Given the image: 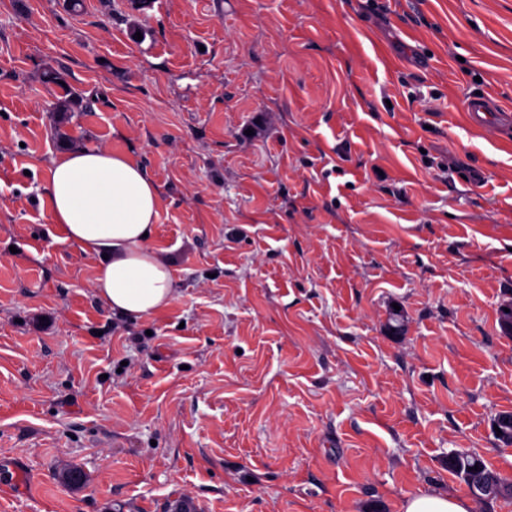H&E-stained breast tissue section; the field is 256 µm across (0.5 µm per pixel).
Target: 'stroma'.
<instances>
[{
  "label": "stroma",
  "instance_id": "obj_1",
  "mask_svg": "<svg viewBox=\"0 0 512 512\" xmlns=\"http://www.w3.org/2000/svg\"><path fill=\"white\" fill-rule=\"evenodd\" d=\"M68 148L158 188L147 318L54 237ZM508 306L512 0H0V512H512L447 468L512 480ZM474 466H478L477 471H469V468ZM448 471L456 474L465 483L471 494L480 500L512 499V481L508 482L496 472L487 469L477 457L450 452L448 454ZM403 512H468L463 499L448 498L436 493H424L408 498Z\"/></svg>",
  "mask_w": 512,
  "mask_h": 512
}]
</instances>
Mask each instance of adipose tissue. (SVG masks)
<instances>
[{
    "label": "adipose tissue",
    "instance_id": "1",
    "mask_svg": "<svg viewBox=\"0 0 512 512\" xmlns=\"http://www.w3.org/2000/svg\"><path fill=\"white\" fill-rule=\"evenodd\" d=\"M45 191L58 241L96 259V295L113 315L142 319L176 298L171 265L150 246L157 187L127 155L63 152L51 161Z\"/></svg>",
    "mask_w": 512,
    "mask_h": 512
}]
</instances>
